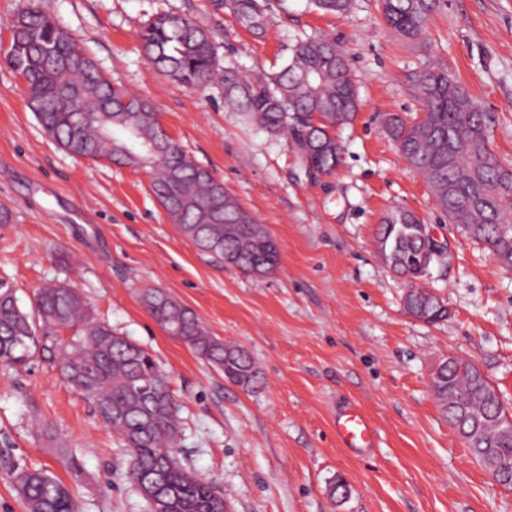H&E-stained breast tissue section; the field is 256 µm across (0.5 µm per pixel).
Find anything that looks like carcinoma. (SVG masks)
Segmentation results:
<instances>
[{
  "instance_id": "1",
  "label": "carcinoma",
  "mask_w": 512,
  "mask_h": 512,
  "mask_svg": "<svg viewBox=\"0 0 512 512\" xmlns=\"http://www.w3.org/2000/svg\"><path fill=\"white\" fill-rule=\"evenodd\" d=\"M316 9L340 14L351 0H309ZM440 0H381L387 26L414 38L422 33ZM233 14L253 31L268 23L269 0H235ZM147 60L186 87H199L215 75L217 51L209 33L190 19L160 14L141 33ZM65 30L34 7L23 9L11 26L7 63L24 78L27 104L39 124L65 152L78 158L110 159L149 175L153 194L184 237L218 262L270 275L280 253L268 229L225 189L209 169L198 165L161 126L146 99L117 88L94 59L77 50ZM347 51L334 41L299 42L277 74L250 78L228 65L220 73L224 102L272 134L287 133L296 142L309 130L314 164L322 174L335 170L343 145L333 131L347 125L359 107L350 77ZM422 115L409 121L385 118V129L407 163L427 182L436 207L498 263L512 268V182L493 193L505 164L469 136L490 139L486 115L444 67L427 66L418 78ZM420 219L396 208L382 219L379 251L390 267L411 281L424 259ZM151 317L171 336L186 343L224 378L249 390L259 382L251 354L208 334L189 308L157 288L142 294ZM406 311L423 321L448 317V307L411 291ZM75 330L59 363L60 379L93 407L98 420L118 434L127 448V474L138 484L159 477L167 492L165 512H224L213 507L223 493L185 468L174 448L179 432L178 406L171 384L149 351L94 319L81 293L66 283L39 289L31 311L13 289L0 288V363H27L40 340ZM442 415L462 437L480 465L504 464L512 470V423L503 420L500 398L489 379L471 362L450 358L431 380ZM12 482L27 512H79L69 488L39 469L19 467Z\"/></svg>"
}]
</instances>
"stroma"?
I'll return each mask as SVG.
<instances>
[{
  "mask_svg": "<svg viewBox=\"0 0 512 512\" xmlns=\"http://www.w3.org/2000/svg\"><path fill=\"white\" fill-rule=\"evenodd\" d=\"M31 3L113 85L153 104L173 141L265 224L280 260L258 276L201 253L144 171L61 150L0 56V283L27 307L49 281L68 282L99 319L145 347L180 405L179 459L219 487L233 512H512V488L474 461L430 385L442 361L467 359L512 413V270L436 209L382 124L388 113L419 116V74L439 63L487 114L492 149L512 165V0H441L414 39L386 25L376 0H352L343 14L270 0L261 34L211 0H0V43ZM164 12L207 28L221 66L272 74L300 39L340 43L360 97L353 122L336 130L342 165L309 174L286 136L227 111L220 80L191 89L150 66L140 35ZM397 207L449 244L445 263L419 280L448 308L439 322L406 313V280L377 250L379 225ZM151 288L245 347L260 383L240 388L167 335L141 303ZM342 406L371 419L373 448L341 446L333 422ZM62 448L81 472L61 466ZM126 459L122 440L60 381L53 352L0 365V512H26L9 475L15 465L60 477L81 512H148ZM339 478L349 488L340 501L330 494Z\"/></svg>",
  "mask_w": 512,
  "mask_h": 512,
  "instance_id": "obj_1",
  "label": "stroma"
}]
</instances>
